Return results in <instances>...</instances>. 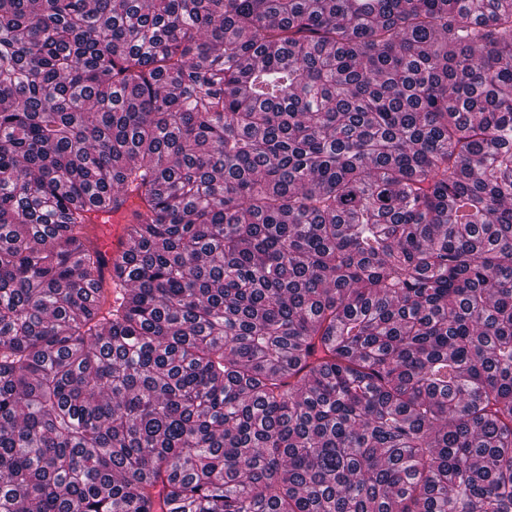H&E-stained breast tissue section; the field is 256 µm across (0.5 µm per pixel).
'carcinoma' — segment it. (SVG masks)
<instances>
[{"instance_id": "obj_1", "label": "carcinoma", "mask_w": 512, "mask_h": 512, "mask_svg": "<svg viewBox=\"0 0 512 512\" xmlns=\"http://www.w3.org/2000/svg\"><path fill=\"white\" fill-rule=\"evenodd\" d=\"M0 512H512V0H0ZM130 208V203H127L110 214H96L95 223L89 228L91 241L107 262L106 273L112 259L125 249L124 223Z\"/></svg>"}]
</instances>
